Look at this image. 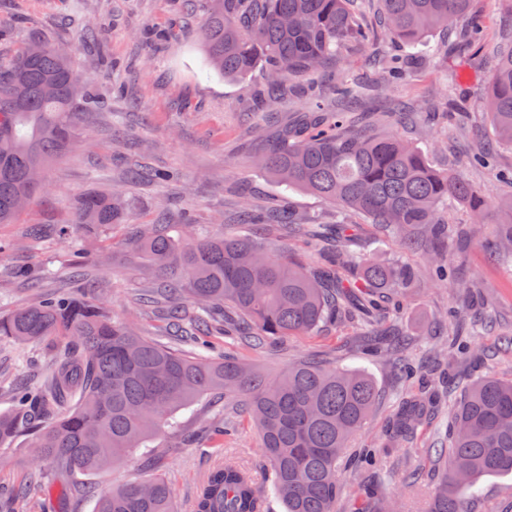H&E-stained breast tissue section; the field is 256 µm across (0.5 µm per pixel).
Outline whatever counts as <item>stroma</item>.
<instances>
[{
    "label": "stroma",
    "instance_id": "stroma-1",
    "mask_svg": "<svg viewBox=\"0 0 512 512\" xmlns=\"http://www.w3.org/2000/svg\"><path fill=\"white\" fill-rule=\"evenodd\" d=\"M192 13L183 12L179 0H0V59L9 58L30 37L68 44L72 62L90 79L102 103L88 113L76 146L48 170L47 193L38 195L15 223L0 225V240L15 243L14 251L0 255V311L9 312L31 298L5 275L7 268L21 266L32 276H41L45 292L69 287L65 272L72 250H81L89 260L96 281L102 282L99 297L115 318L139 323L154 331L158 321L128 300V290L139 275L130 258L126 239L131 224H153L159 217L179 224L190 220L210 233H223L233 223L241 198L271 211L287 200L299 216H318L333 221L335 208L325 200L301 190L284 191L255 168L253 157L266 146L303 102L292 98L274 108L265 137L254 131L253 81H226L202 66L199 29L205 16V0H193ZM479 15L484 39L492 43L512 37V11L501 0H471ZM91 24L94 36L80 40L76 28ZM494 57L470 47L450 59L430 58L409 68L393 91L369 97L364 111L385 116L382 132L395 133L414 143L439 170L461 171L492 199L480 222H472L465 207L449 205L447 219L468 225L472 242L456 270L475 280L482 295L496 309L497 324L476 331L473 338L478 360L461 359L454 370L466 379L486 374L512 378V278L503 274L487 246L495 225L512 220L503 203L512 197V183L499 179L502 170H512V148L495 145L491 167L471 165L476 145L492 143L486 118V98ZM451 71L459 89L458 104L468 122L427 120L425 109L445 111L447 85L444 71ZM145 171V179L124 180L125 171ZM170 170L175 180L158 182L148 172ZM90 188L121 191L131 204L130 224H116L106 235L62 238L56 225L71 221L73 200ZM50 228L49 236L31 239L30 225ZM359 247L376 250L379 259L405 260L421 275L416 288L386 323L390 333L404 336L408 353L430 358L435 347L446 342L449 312L454 296L433 278L428 269L427 249L388 233L382 225L359 220ZM359 331L350 325H327L305 336H286L263 347L236 346L242 361L256 371L273 375L308 360L334 362L369 374L377 387L379 402L351 442L352 448L377 447L387 435L398 403L407 393L392 365L358 350ZM0 367L20 379L46 375L52 359L36 347L0 349ZM224 405L235 417L241 432L225 440L222 450L200 441L199 432L212 416L213 400L204 398L177 414L175 428L157 439L162 453L151 467H144L140 453L131 454L119 467L92 479L97 488L134 482L157 471L167 476L177 512H192L198 484L210 468L224 460L244 465L259 485L271 474L258 440L249 426L248 413L238 398ZM449 407L440 402L431 423L418 427L407 449H394L383 458L376 478L394 512H422L433 489L429 474L440 448L446 447ZM35 434L23 432L9 447L0 448V484L22 482L34 454ZM470 512H512V474L481 478L464 492Z\"/></svg>",
    "mask_w": 512,
    "mask_h": 512
}]
</instances>
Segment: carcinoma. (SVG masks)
Here are the masks:
<instances>
[{"label": "carcinoma", "instance_id": "carcinoma-1", "mask_svg": "<svg viewBox=\"0 0 512 512\" xmlns=\"http://www.w3.org/2000/svg\"><path fill=\"white\" fill-rule=\"evenodd\" d=\"M202 28L204 64L229 81L260 69L270 98L296 92L291 81L322 72L345 49L373 46L348 9L350 0H209ZM382 23L393 36L417 46L432 31L460 23L440 53L468 47L482 32L471 0H381ZM488 87V114L498 142L512 147V41L501 42ZM371 78L331 74L328 90L306 96L305 108L269 143L260 169L287 188L340 206L336 222L295 216L286 207L263 212L242 207L236 232L198 240L171 224H142L130 243L144 274L163 280L131 293L134 304L154 310L178 345L164 343L135 324L118 321L102 302L67 290L36 292L25 306L0 315V342L37 343L53 353V372L42 383L9 384L13 409L0 413V447L38 423L29 483L60 475H93L140 448L148 463L159 454L154 437L179 410L216 393H238L250 414L259 448L271 471V491L286 512H336L340 460L377 404L365 372L302 362L269 376L238 357L204 354L207 337L237 324L247 339L313 332L323 322L374 326L394 299L414 287L406 264L387 265L352 248V217L361 215L399 235L421 231L439 252L448 240L468 239L465 227L439 219L448 197L477 219L488 197L459 173L439 172L426 156L396 134L379 135L348 111L370 92L390 88L405 67L398 59L375 60ZM87 78L73 66L67 47L34 39L0 62V224H12L45 189L47 167L76 142L78 116L96 106ZM74 225L99 236L123 223L121 197L105 190L73 201ZM278 225L313 243L324 267L285 259L251 234ZM495 257L512 266V224L499 225ZM431 271L456 295L461 310L448 333L447 355L472 353L462 318L478 299L476 283L453 275L433 257ZM393 355L394 368L421 378L420 393L403 399L387 435L397 447L439 395L425 362L405 355L404 340L369 334ZM449 472L431 493L425 512H469L461 488L484 476L512 474V380L483 378L466 386L448 426ZM73 490L96 499L94 512H175L166 477L152 473L133 484L98 491ZM193 512H267V493L249 470L233 461L213 466L197 486Z\"/></svg>", "mask_w": 512, "mask_h": 512}]
</instances>
